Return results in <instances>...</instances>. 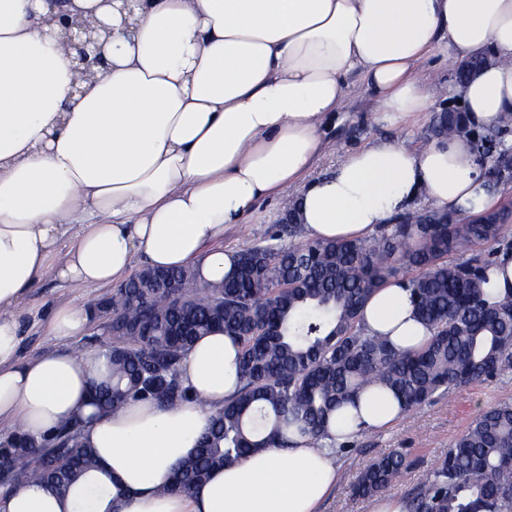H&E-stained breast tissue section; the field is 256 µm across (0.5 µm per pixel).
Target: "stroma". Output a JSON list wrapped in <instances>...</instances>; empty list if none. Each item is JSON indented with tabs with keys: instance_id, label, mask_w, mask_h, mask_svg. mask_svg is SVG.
<instances>
[{
	"instance_id": "35a3bbf8",
	"label": "stroma",
	"mask_w": 512,
	"mask_h": 512,
	"mask_svg": "<svg viewBox=\"0 0 512 512\" xmlns=\"http://www.w3.org/2000/svg\"><path fill=\"white\" fill-rule=\"evenodd\" d=\"M348 83L349 93L341 112L322 130L327 148L316 158L310 170L311 176L332 170L347 151L377 137L393 136L417 147L430 142L434 113L452 105L447 93H439L430 113L425 114L418 124L393 129L375 121L377 103L362 75L352 73ZM291 201L288 194L260 201L244 223L225 229V246L242 249L267 243L270 235L284 223ZM111 297L112 291L108 288H75L49 276L40 278L31 288L28 300L31 307L40 310L42 318L38 321L24 320L20 357L28 359L59 350L60 345L49 336L44 320L45 314L58 305L72 301L92 308ZM501 401L512 402V369L493 380L462 386L450 395L413 409L399 423L383 431L358 436L337 457L340 480L323 502L321 512H367V499L354 497L352 484L356 475L373 459L394 448L407 451L411 464L393 482L388 493L394 497H407L452 442L468 430L479 413Z\"/></svg>"
}]
</instances>
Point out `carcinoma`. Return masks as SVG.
I'll return each mask as SVG.
<instances>
[{
  "label": "carcinoma",
  "instance_id": "cac0c4a2",
  "mask_svg": "<svg viewBox=\"0 0 512 512\" xmlns=\"http://www.w3.org/2000/svg\"><path fill=\"white\" fill-rule=\"evenodd\" d=\"M512 114L495 130L467 126L464 112H440L434 137L467 135L509 148ZM383 224L370 242L300 241L284 224L275 244L239 250L236 270L211 288L191 268H146L121 284L102 310L112 314L104 349L108 377L93 384V404L114 413L131 399L161 408L191 400L180 363L196 339L222 330L241 346L242 386L215 410L194 456L175 467L163 491L192 493L209 475L259 448H288L283 428L297 423L314 437L328 415L366 386L387 387L405 412L461 385L488 381L512 368V291L503 299L486 288L501 251L512 250L504 224L462 214L447 224ZM495 249L447 260L462 246ZM401 270L417 313L432 331L427 346L403 353L367 336L360 313L370 295ZM88 424L76 414L52 433L10 449L3 487L30 482L68 494L101 471L94 449L80 438ZM407 467L391 450L377 457L352 486L356 497L383 494ZM409 512H512V403L484 409L408 497Z\"/></svg>",
  "mask_w": 512,
  "mask_h": 512
}]
</instances>
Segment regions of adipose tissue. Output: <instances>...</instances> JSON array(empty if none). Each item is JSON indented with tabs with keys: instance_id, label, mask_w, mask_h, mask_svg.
Masks as SVG:
<instances>
[{
	"instance_id": "obj_1",
	"label": "adipose tissue",
	"mask_w": 512,
	"mask_h": 512,
	"mask_svg": "<svg viewBox=\"0 0 512 512\" xmlns=\"http://www.w3.org/2000/svg\"><path fill=\"white\" fill-rule=\"evenodd\" d=\"M91 15L112 26L109 69L73 89V50L41 22ZM499 62L453 85L472 125L512 113V0H139L124 26L106 0H0V425L33 437L87 410L99 353L17 359L27 294L45 274L75 287L123 280L136 255L159 268L200 266L216 281L235 251L224 230L264 199L293 192L310 240H361L416 198L433 210L490 208L495 197L467 138L408 147L378 138L319 178L320 129L360 72L377 122L398 127L428 112L439 87L417 74L430 55ZM65 252H58L61 238ZM93 312L57 307L50 333L82 336ZM365 334L405 351L430 329L407 283L374 291ZM240 347L200 338L180 373L195 401L149 400L94 420L84 436L125 492L119 512H318L338 479L329 449L295 436L224 465L191 495L165 494L175 463L192 456L212 412L240 384ZM404 417L389 391L368 387L326 432L346 442ZM101 485L60 497L32 482L0 494V512H103Z\"/></svg>"
}]
</instances>
